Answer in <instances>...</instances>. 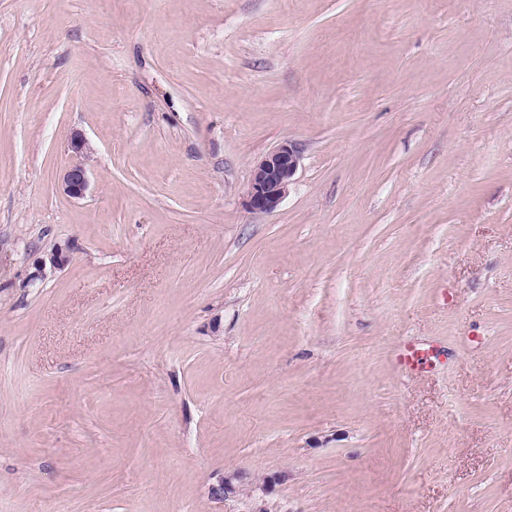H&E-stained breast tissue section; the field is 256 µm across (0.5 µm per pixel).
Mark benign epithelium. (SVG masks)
<instances>
[{
    "label": "benign epithelium",
    "mask_w": 512,
    "mask_h": 512,
    "mask_svg": "<svg viewBox=\"0 0 512 512\" xmlns=\"http://www.w3.org/2000/svg\"><path fill=\"white\" fill-rule=\"evenodd\" d=\"M68 150L72 163L62 176L60 188L65 195L80 199L89 190L88 172L92 151L84 135L78 131L72 133ZM298 165L299 151L289 140L257 161L252 169L248 191L250 211L265 215L276 210L294 182ZM242 481L243 474L235 472L212 488V494L224 497L235 493Z\"/></svg>",
    "instance_id": "7a95c632"
}]
</instances>
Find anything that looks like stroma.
<instances>
[{"instance_id":"1","label":"stroma","mask_w":512,"mask_h":512,"mask_svg":"<svg viewBox=\"0 0 512 512\" xmlns=\"http://www.w3.org/2000/svg\"><path fill=\"white\" fill-rule=\"evenodd\" d=\"M0 512H512V0H0ZM72 163L62 176L60 188L71 198H83L89 190V162L91 148L81 132L72 133L68 145ZM299 158L296 145L288 140L255 163L248 191L252 213L265 215L279 207L294 182ZM431 357L419 346L408 344L400 350L398 362L406 369H423L430 365Z\"/></svg>"}]
</instances>
